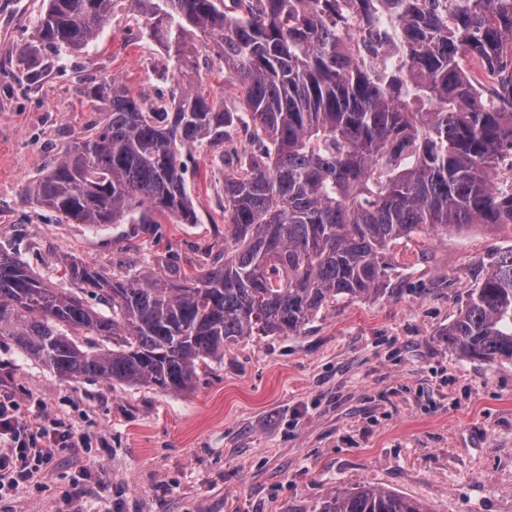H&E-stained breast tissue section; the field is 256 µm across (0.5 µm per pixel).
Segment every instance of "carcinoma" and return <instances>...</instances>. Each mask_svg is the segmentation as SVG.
Wrapping results in <instances>:
<instances>
[{"instance_id": "cac0c4a2", "label": "carcinoma", "mask_w": 512, "mask_h": 512, "mask_svg": "<svg viewBox=\"0 0 512 512\" xmlns=\"http://www.w3.org/2000/svg\"><path fill=\"white\" fill-rule=\"evenodd\" d=\"M117 0H47L39 46L82 50ZM177 70L200 33L241 94L249 146L224 173V248L194 278L107 276L62 261L109 312L0 250V336L65 380L190 388L244 336H287L341 299L397 295L390 245L423 230L512 225V0H139ZM103 123L67 143L26 197L93 228L198 222L187 160L239 113L188 88L153 105L115 80L85 87ZM441 342L512 363V247L469 289ZM110 341L112 346L103 342ZM322 512H426L374 486Z\"/></svg>"}]
</instances>
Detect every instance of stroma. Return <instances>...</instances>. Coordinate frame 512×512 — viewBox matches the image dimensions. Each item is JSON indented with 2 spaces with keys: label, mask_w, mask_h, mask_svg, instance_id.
<instances>
[{
  "label": "stroma",
  "mask_w": 512,
  "mask_h": 512,
  "mask_svg": "<svg viewBox=\"0 0 512 512\" xmlns=\"http://www.w3.org/2000/svg\"><path fill=\"white\" fill-rule=\"evenodd\" d=\"M43 0H0V249L55 288L76 259L104 272L194 274L224 242L222 149L185 175L194 224L97 229L24 202L63 147L104 118L83 93L117 78L149 100L181 75L135 0H118L100 39L79 51L18 54ZM192 85L242 109L224 61L194 40ZM40 71L37 82L27 68ZM512 228L422 232L390 249L400 296L343 299L288 336H251L210 360L187 391L64 380L0 336V392L45 406L79 448L54 456L0 512H321L336 489L371 485L429 512H512V364L464 359L439 341Z\"/></svg>",
  "instance_id": "1"
}]
</instances>
